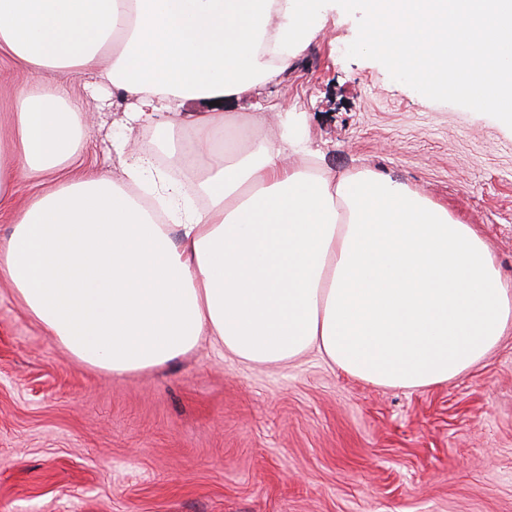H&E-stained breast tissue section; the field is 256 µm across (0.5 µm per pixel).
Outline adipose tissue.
Here are the masks:
<instances>
[{"instance_id": "adipose-tissue-1", "label": "adipose tissue", "mask_w": 512, "mask_h": 512, "mask_svg": "<svg viewBox=\"0 0 512 512\" xmlns=\"http://www.w3.org/2000/svg\"><path fill=\"white\" fill-rule=\"evenodd\" d=\"M326 20L314 0H0V54L31 66L0 142V195L63 169L89 133L55 74L121 88L129 129L156 125L198 199L161 179L159 223L132 186L153 168L128 142L122 179L91 170L34 195L0 243V278L76 359L123 376L210 338L250 362L315 348L345 373L421 389L512 333V281L476 229L410 184L337 171L276 106L236 140L221 112L278 82ZM193 132L182 142L175 125Z\"/></svg>"}]
</instances>
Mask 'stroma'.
<instances>
[{
  "instance_id": "35a3bbf8",
  "label": "stroma",
  "mask_w": 512,
  "mask_h": 512,
  "mask_svg": "<svg viewBox=\"0 0 512 512\" xmlns=\"http://www.w3.org/2000/svg\"><path fill=\"white\" fill-rule=\"evenodd\" d=\"M313 39L257 108L287 102L324 163L376 170L473 225L512 280V128L346 57L358 17L323 7ZM66 78L93 129L66 171L121 174L132 137L158 168L163 133H128ZM0 512H512V334L466 373L423 389L379 387L314 349L246 362L203 341L121 377L74 358L0 280Z\"/></svg>"
}]
</instances>
